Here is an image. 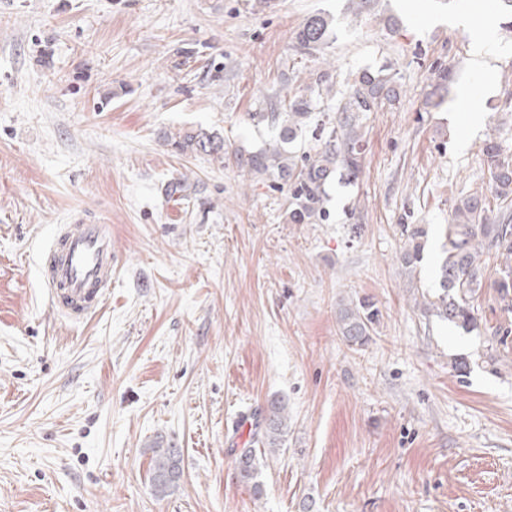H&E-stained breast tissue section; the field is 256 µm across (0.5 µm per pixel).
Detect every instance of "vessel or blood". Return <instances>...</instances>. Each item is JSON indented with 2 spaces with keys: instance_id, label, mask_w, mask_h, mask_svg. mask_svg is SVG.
Wrapping results in <instances>:
<instances>
[{
  "instance_id": "vessel-or-blood-1",
  "label": "vessel or blood",
  "mask_w": 512,
  "mask_h": 512,
  "mask_svg": "<svg viewBox=\"0 0 512 512\" xmlns=\"http://www.w3.org/2000/svg\"><path fill=\"white\" fill-rule=\"evenodd\" d=\"M47 286L62 291L56 304L66 314L98 307L112 286V239L102 225L68 226L54 245Z\"/></svg>"
}]
</instances>
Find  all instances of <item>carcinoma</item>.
I'll return each instance as SVG.
<instances>
[{"label":"carcinoma","instance_id":"carcinoma-1","mask_svg":"<svg viewBox=\"0 0 512 512\" xmlns=\"http://www.w3.org/2000/svg\"><path fill=\"white\" fill-rule=\"evenodd\" d=\"M333 19L317 12L308 16L298 28L296 51L319 54L330 43ZM391 67L365 69L354 82L346 83L336 98L335 108L328 113L319 106L323 97L331 94L329 72L321 71L314 81L302 89H290L288 95L270 104L268 112H253L251 120L279 126L278 141L257 150L239 149L237 165L260 175H267L278 187L287 189L288 219L292 224H316L329 219L325 203L327 187L336 178L358 179L362 168L363 120L368 113L378 111L382 104L397 99L398 91ZM321 114L327 118L320 128V144L314 155L290 152L286 146L305 138L307 129ZM168 145L181 155L204 154L224 159V140L217 134L198 127L180 131L168 138ZM482 154L490 174V193L475 191L461 197L454 206L451 222L445 228V244L440 265V287L443 293L432 303L437 313L449 322L467 330L477 326L472 299L483 286L488 263L500 261L499 277L492 287L502 297L512 293V161L503 155L499 143H485ZM494 196L502 207L499 218L491 217L488 196ZM425 229L416 225L407 231V244L401 264L413 267L422 253L421 239ZM378 310L366 301L346 304L339 310L338 327L342 338L351 346H364L371 339ZM288 429V411L281 399L268 402L262 416L261 436L256 443L275 450L280 447ZM151 482L155 494L166 496L177 487L181 476L182 450L158 441L152 448ZM256 453L244 448L239 454L241 479L254 482Z\"/></svg>","mask_w":512,"mask_h":512}]
</instances>
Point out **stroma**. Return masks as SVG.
<instances>
[{
    "instance_id": "stroma-1",
    "label": "stroma",
    "mask_w": 512,
    "mask_h": 512,
    "mask_svg": "<svg viewBox=\"0 0 512 512\" xmlns=\"http://www.w3.org/2000/svg\"><path fill=\"white\" fill-rule=\"evenodd\" d=\"M493 2L379 0L373 20L346 0H0V512H512L495 274L474 330L423 307L456 201L488 186L484 144L512 157V29L497 16L483 72L451 24ZM318 11L338 39L298 55ZM385 62L399 97L364 122L358 180L329 188L328 221L289 223L285 192L234 161L277 138L249 113L322 68L339 89ZM461 87L484 115L471 131ZM197 126L223 161L163 141ZM179 180L190 204L164 194ZM64 224L112 236V289L79 321L45 285ZM406 224L427 230L411 269ZM365 298L378 321L352 346L338 311ZM275 397L288 432L256 452L257 496L234 422ZM159 436L182 450L163 498Z\"/></svg>"
}]
</instances>
